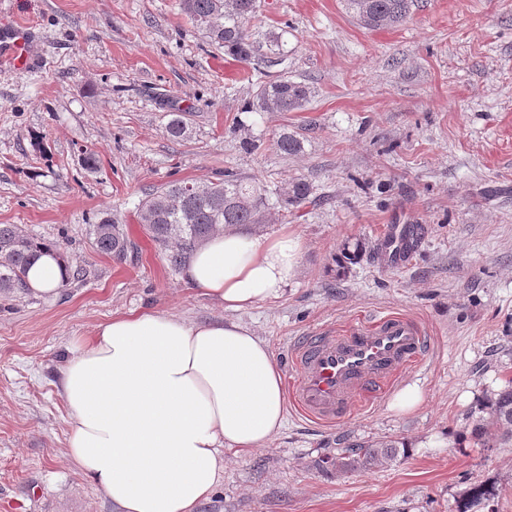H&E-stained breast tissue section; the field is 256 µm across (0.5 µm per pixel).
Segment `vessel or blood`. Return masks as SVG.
I'll use <instances>...</instances> for the list:
<instances>
[{
    "label": "vessel or blood",
    "mask_w": 512,
    "mask_h": 512,
    "mask_svg": "<svg viewBox=\"0 0 512 512\" xmlns=\"http://www.w3.org/2000/svg\"><path fill=\"white\" fill-rule=\"evenodd\" d=\"M0 57L27 65L23 34L0 42ZM426 347L422 328L400 314L320 329L299 342L291 356L292 399L313 420L341 421L357 407L382 400L405 370L420 361Z\"/></svg>",
    "instance_id": "b4317fda"
}]
</instances>
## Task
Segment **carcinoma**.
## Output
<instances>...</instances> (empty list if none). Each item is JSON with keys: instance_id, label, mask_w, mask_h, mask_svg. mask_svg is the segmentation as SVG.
<instances>
[{"instance_id": "obj_1", "label": "carcinoma", "mask_w": 512, "mask_h": 512, "mask_svg": "<svg viewBox=\"0 0 512 512\" xmlns=\"http://www.w3.org/2000/svg\"><path fill=\"white\" fill-rule=\"evenodd\" d=\"M260 0H181V9L195 24L204 28L208 37L224 47V52L247 61L256 51L249 23L260 10ZM413 0H347L357 20L368 29L395 26L406 19ZM272 65L285 56L282 36L272 33L267 38ZM311 91L306 84L287 77L260 86L259 107L270 112H291L308 101ZM166 133L175 140L189 135L181 115L169 121ZM278 149L286 155L302 151L303 142L296 135L283 133ZM190 194H185L187 187ZM311 195V187L303 180L292 182L282 191L269 192L255 179H247L226 171L224 177L202 183L172 181L166 188L147 196L138 208L139 223L146 235L168 251L170 266H184L194 249L212 234L227 226L261 224L274 209L296 208ZM95 249L117 259L127 257L130 241L120 225L108 213L92 225ZM46 248L58 245L30 236L15 224H0V291L25 288L24 278L30 264ZM501 442H512V385L508 384L482 401L472 415L469 439L479 448H490L489 436ZM404 442L385 443L379 447L349 445L341 449L332 462L338 472L368 471L405 455ZM497 488L493 484L473 486L457 505V512L485 509L496 512Z\"/></svg>"}]
</instances>
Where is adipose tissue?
Instances as JSON below:
<instances>
[{"instance_id":"adipose-tissue-1","label":"adipose tissue","mask_w":512,"mask_h":512,"mask_svg":"<svg viewBox=\"0 0 512 512\" xmlns=\"http://www.w3.org/2000/svg\"><path fill=\"white\" fill-rule=\"evenodd\" d=\"M302 255L299 236L234 230L194 252L187 281L239 311L280 298ZM69 269L55 251L28 288L53 296ZM70 462L116 512H195L224 472V453L266 445L287 414L284 379L266 342L236 320L192 323L165 312L112 317L76 342L60 368Z\"/></svg>"}]
</instances>
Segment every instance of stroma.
Masks as SVG:
<instances>
[{"instance_id": "stroma-1", "label": "stroma", "mask_w": 512, "mask_h": 512, "mask_svg": "<svg viewBox=\"0 0 512 512\" xmlns=\"http://www.w3.org/2000/svg\"><path fill=\"white\" fill-rule=\"evenodd\" d=\"M17 29L31 62L0 61V224L59 244L71 274L52 297L0 293V512H113L66 456L58 368L100 323L148 310L237 319L288 378L300 337L360 315L405 314L430 341L403 379L422 394L413 410L386 398L322 424L289 409L265 447L225 452L197 512H455L484 480L502 490L497 512H512V445L462 440L471 411L512 379V0H416L378 30L344 0H262L253 36L288 37L270 68L211 43L179 0H0V38ZM282 75L309 101L263 111L259 85ZM175 112L186 139L165 132ZM285 132L302 152L280 153ZM227 169L273 191L303 179L314 198L247 226H289L304 250L281 298L237 312L172 270L137 218L169 182ZM102 211L137 260L94 249ZM394 224L421 227L396 264L376 256ZM356 240L366 252L338 271ZM382 441L409 452L369 471L328 462Z\"/></svg>"}]
</instances>
